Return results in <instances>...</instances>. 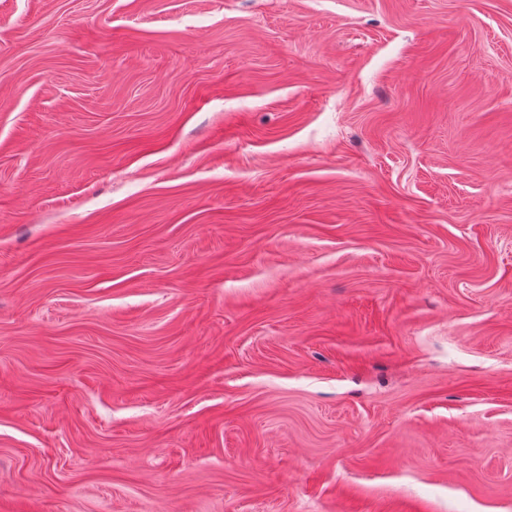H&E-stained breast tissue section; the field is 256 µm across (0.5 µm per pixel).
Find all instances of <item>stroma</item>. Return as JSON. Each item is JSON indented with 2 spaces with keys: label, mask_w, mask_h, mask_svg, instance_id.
I'll list each match as a JSON object with an SVG mask.
<instances>
[{
  "label": "stroma",
  "mask_w": 512,
  "mask_h": 512,
  "mask_svg": "<svg viewBox=\"0 0 512 512\" xmlns=\"http://www.w3.org/2000/svg\"><path fill=\"white\" fill-rule=\"evenodd\" d=\"M512 512V0H0V512Z\"/></svg>",
  "instance_id": "1"
}]
</instances>
